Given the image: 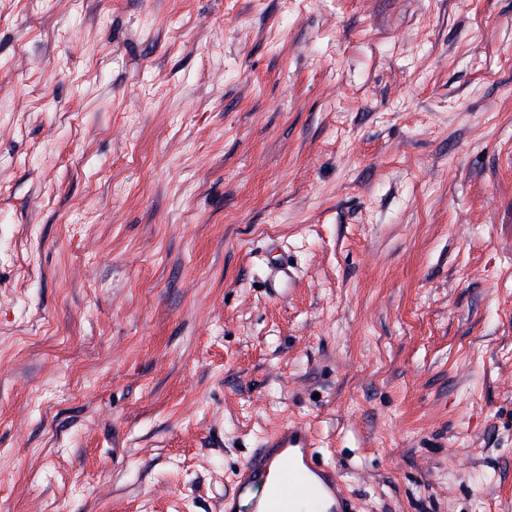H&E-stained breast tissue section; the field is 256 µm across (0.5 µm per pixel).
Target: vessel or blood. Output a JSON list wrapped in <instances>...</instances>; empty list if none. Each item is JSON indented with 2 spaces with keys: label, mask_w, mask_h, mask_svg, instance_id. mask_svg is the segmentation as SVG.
Wrapping results in <instances>:
<instances>
[{
  "label": "vessel or blood",
  "mask_w": 512,
  "mask_h": 512,
  "mask_svg": "<svg viewBox=\"0 0 512 512\" xmlns=\"http://www.w3.org/2000/svg\"><path fill=\"white\" fill-rule=\"evenodd\" d=\"M309 497L315 512H352L336 471L316 455L311 431L294 424L267 436L244 462L224 512H299Z\"/></svg>",
  "instance_id": "1"
}]
</instances>
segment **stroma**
Segmentation results:
<instances>
[{
    "label": "stroma",
    "mask_w": 512,
    "mask_h": 512,
    "mask_svg": "<svg viewBox=\"0 0 512 512\" xmlns=\"http://www.w3.org/2000/svg\"><path fill=\"white\" fill-rule=\"evenodd\" d=\"M290 423L512 512V0H0V512H224Z\"/></svg>",
    "instance_id": "35a3bbf8"
}]
</instances>
